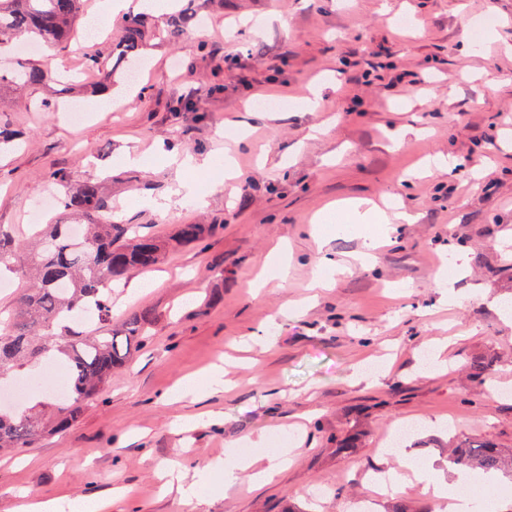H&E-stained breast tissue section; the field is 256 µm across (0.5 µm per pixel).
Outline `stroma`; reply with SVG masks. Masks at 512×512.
<instances>
[{
    "label": "stroma",
    "mask_w": 512,
    "mask_h": 512,
    "mask_svg": "<svg viewBox=\"0 0 512 512\" xmlns=\"http://www.w3.org/2000/svg\"><path fill=\"white\" fill-rule=\"evenodd\" d=\"M205 29L167 37L170 20L128 65L114 28L26 58L79 73L46 112L17 100L0 125V227L26 239L55 173L83 170L106 190L113 220L168 236L212 224L205 247L176 250L112 293V324L151 310V340L134 350L97 405L67 431L0 453V512L27 496L106 499L102 512H349L394 470L395 425L416 455L446 467L463 434L512 448V0H180ZM104 58L130 102L94 107ZM321 90L312 112L298 105ZM416 128L401 147L389 132ZM166 142L211 158L181 175L153 154ZM146 166L120 163L125 146ZM240 171L222 187L225 155ZM462 159L454 174L414 175L419 161ZM187 177L205 196L178 192ZM416 214L370 259L373 224L309 226L343 199ZM167 211L151 208V201ZM286 243L288 278L262 287ZM232 359L229 391L191 402L162 396L187 375ZM493 360L479 377L472 362ZM293 433L280 435L282 425ZM293 449L264 486L252 471L225 488L212 466L259 430ZM200 475L191 499L162 491L157 469ZM325 495H317V488Z\"/></svg>",
    "instance_id": "obj_1"
}]
</instances>
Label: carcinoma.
<instances>
[{
    "instance_id": "obj_1",
    "label": "carcinoma",
    "mask_w": 512,
    "mask_h": 512,
    "mask_svg": "<svg viewBox=\"0 0 512 512\" xmlns=\"http://www.w3.org/2000/svg\"><path fill=\"white\" fill-rule=\"evenodd\" d=\"M83 4L84 0H0V49L25 34L33 43L67 45L85 17ZM194 19L191 12L172 13L169 36L178 35ZM119 32L121 56L136 59L150 32L148 16L128 14ZM67 84L61 71L27 60L0 69V90ZM56 181L63 188V210L90 223L82 225L79 241L70 236L69 224H44L21 244L0 230V270L26 283L13 308L0 313V377L35 367L50 354L66 365L69 391L42 409L17 405L0 411L1 451L30 448L42 436L69 428L87 407L100 401L112 374L148 339L151 324L149 312L133 311L119 331L87 336L66 329L68 318L92 312L101 322L111 323L113 285L124 282L132 270L153 268L170 250L200 247L214 230L210 224H181L166 238L132 237L128 224L110 219L91 223L109 210L98 181L78 171H60ZM448 462L459 469L512 478V453L487 437L461 438L452 445Z\"/></svg>"
}]
</instances>
